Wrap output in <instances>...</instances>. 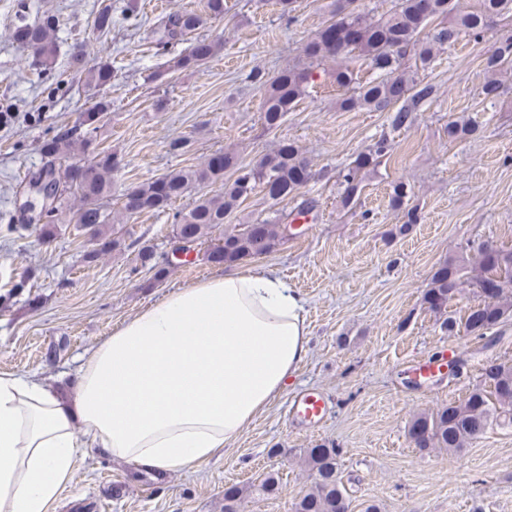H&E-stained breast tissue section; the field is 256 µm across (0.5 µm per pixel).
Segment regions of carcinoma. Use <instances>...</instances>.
I'll list each match as a JSON object with an SVG mask.
<instances>
[{"instance_id": "obj_1", "label": "carcinoma", "mask_w": 512, "mask_h": 512, "mask_svg": "<svg viewBox=\"0 0 512 512\" xmlns=\"http://www.w3.org/2000/svg\"><path fill=\"white\" fill-rule=\"evenodd\" d=\"M356 0H333L330 24L321 29L305 49L309 60L304 67H292L268 80L257 71L253 78L265 88L262 112L265 123L274 127L286 112L309 94L315 84L316 69L322 63H336V83L348 88L339 99L340 108L351 110L366 108L384 112L395 110L392 125H405L411 113L436 98L435 85L418 81L406 70L410 61L426 67L433 58L437 45L453 44L461 34L476 39L485 37L496 18L512 17V0H477L468 10L458 8V0H398L393 11L379 18H371L353 7ZM439 23H433V20ZM202 19L189 11H175L165 20L166 45L179 41L195 31ZM95 26L103 33L112 28V4L101 3L95 14ZM56 20L46 14L33 24H21L13 33V40L32 52V63L45 71L53 69L57 57L55 38ZM217 45L207 40L194 41L188 52L176 62L178 69L196 68L210 59ZM365 58L379 76L356 83L352 74L341 67V62L354 56ZM72 63L87 72L88 85L103 90L112 85V65L100 61L91 66L85 54L77 50ZM512 66V37L493 44L485 60L487 71L496 73ZM109 107L100 100L83 113L80 126L84 131L67 130L57 133L43 143L47 159L40 172L46 174L49 191L56 205L45 213V232H53L52 219L58 217L67 198L78 205L69 210V222L78 225L98 245L90 257L125 246L117 228H108L107 217L100 201L112 192V174L117 160L110 152H92V157L81 165V178L75 180L69 171L58 176L55 163L61 158L89 152L92 133ZM478 127L458 120L448 121V141L455 142L477 132ZM385 140L377 141L369 152L358 156L348 169L339 173L343 186V203L355 204L362 187V170L376 165L387 152ZM237 176L224 179V172ZM312 178L308 160L299 149L288 143L263 157L252 168L240 166L236 154L220 151L197 168L175 170L160 178L139 184L128 190L122 201V212L128 217L141 212H165L183 198L191 188L221 183L220 192L202 193L183 209L172 213L174 237L189 245L211 238L215 228H224V237L212 244L209 259L215 263L233 264L248 257L271 251L286 237L287 217L266 220L260 226L253 224H226L224 218L238 209L256 188L265 191L274 201L294 198L300 188ZM496 281L497 292L487 301L475 306L480 319L468 314L459 320L448 316L441 327L453 336L460 328L482 337L487 331L512 317V250L490 249L479 246L474 257L456 265L448 263L438 268L431 277L425 303L435 313H442L448 303L464 292V286L483 288L484 283ZM483 383L473 388L466 399L415 415L409 422L408 435L421 450L459 453L470 441L478 438L494 421L512 425V363L496 362L484 368ZM340 448H310L304 461L314 473V479L295 503V512H347L350 500L339 472ZM278 491V481L269 474L263 481L248 489L235 487L224 493V512H240L247 494L270 496Z\"/></svg>"}]
</instances>
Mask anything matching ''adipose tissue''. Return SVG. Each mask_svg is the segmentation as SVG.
<instances>
[{"label":"adipose tissue","mask_w":512,"mask_h":512,"mask_svg":"<svg viewBox=\"0 0 512 512\" xmlns=\"http://www.w3.org/2000/svg\"><path fill=\"white\" fill-rule=\"evenodd\" d=\"M303 312L275 273L233 268L122 322L70 393L0 372V512H51L84 446L158 472L209 461L306 357Z\"/></svg>","instance_id":"ef3b65f1"}]
</instances>
